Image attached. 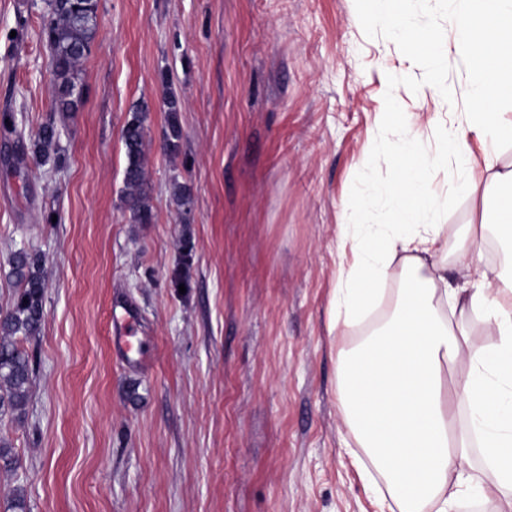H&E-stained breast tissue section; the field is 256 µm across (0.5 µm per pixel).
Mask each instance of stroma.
I'll return each mask as SVG.
<instances>
[{
  "label": "stroma",
  "instance_id": "stroma-1",
  "mask_svg": "<svg viewBox=\"0 0 512 512\" xmlns=\"http://www.w3.org/2000/svg\"><path fill=\"white\" fill-rule=\"evenodd\" d=\"M42 4L0 0V267L30 246L46 279L45 321L21 343L30 398L0 417L19 462L0 469V512L16 487L28 512H375L338 410L336 355L353 344L332 328L338 226L391 177H370L368 150L416 124L432 152L464 123L459 0H406L399 23L373 28L356 0H99L55 170L16 136L51 110ZM431 26L453 104L413 91L425 62L399 33ZM167 91L181 103L175 153ZM140 103L148 224L122 197V130ZM470 147L477 192L455 193L453 160L431 185L452 234L479 221L486 155L512 163V142ZM363 217L387 222L384 201ZM116 301L137 314L145 361L113 350Z\"/></svg>",
  "mask_w": 512,
  "mask_h": 512
}]
</instances>
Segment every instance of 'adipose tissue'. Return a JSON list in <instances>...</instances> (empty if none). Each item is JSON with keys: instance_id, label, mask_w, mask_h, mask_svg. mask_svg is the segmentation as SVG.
<instances>
[{"instance_id": "adipose-tissue-1", "label": "adipose tissue", "mask_w": 512, "mask_h": 512, "mask_svg": "<svg viewBox=\"0 0 512 512\" xmlns=\"http://www.w3.org/2000/svg\"><path fill=\"white\" fill-rule=\"evenodd\" d=\"M454 46L473 75L465 125L435 153L418 151L412 128L394 151L372 152L368 171L394 174L383 188L393 220L341 227L354 259L336 282L335 324L357 341L339 355V412L351 447L384 480L383 510L458 512L478 489L497 500V512H512V165L491 177L492 215L453 240L427 187L453 157L461 166L456 192H474L470 137L503 135L497 108L512 100V0H464ZM487 237L501 250L493 266L482 265L477 249ZM399 255L406 275L392 310L364 327ZM452 266L474 273L472 288L449 286ZM474 318L486 323L483 334L471 332ZM476 457L493 477L489 487L472 472Z\"/></svg>"}]
</instances>
